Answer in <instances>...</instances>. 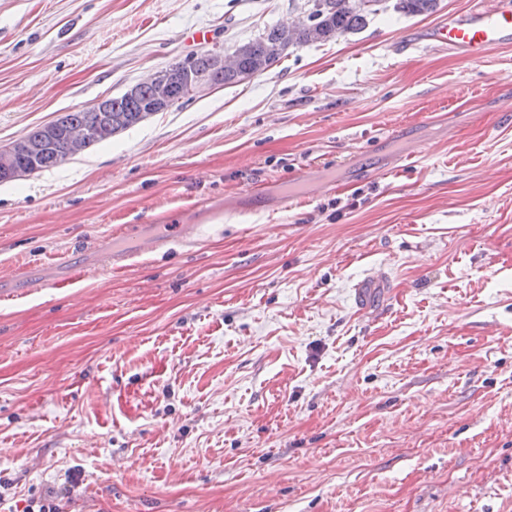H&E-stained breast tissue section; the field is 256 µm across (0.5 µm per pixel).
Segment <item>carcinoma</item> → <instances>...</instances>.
Returning <instances> with one entry per match:
<instances>
[{"label": "carcinoma", "mask_w": 512, "mask_h": 512, "mask_svg": "<svg viewBox=\"0 0 512 512\" xmlns=\"http://www.w3.org/2000/svg\"><path fill=\"white\" fill-rule=\"evenodd\" d=\"M381 0H307L304 16L288 31L279 25H269L254 40L238 46L233 54L238 61L233 68L214 70L206 56L189 54L169 65L179 73L190 67L208 74L221 87L240 83L239 74L244 71L261 73L278 62L286 52V46H304L324 43L366 26L368 16L378 11ZM439 0H397L395 9L409 15H430L437 10ZM152 91L142 85L136 94L112 98L110 112H66L49 128H36L27 134V143L39 147L34 154L19 152L14 156L16 168L37 167L42 172L56 167L71 152L70 135L80 128L93 133L83 142L85 151L109 140L115 133L130 128L150 116L146 112L152 106Z\"/></svg>", "instance_id": "cac0c4a2"}]
</instances>
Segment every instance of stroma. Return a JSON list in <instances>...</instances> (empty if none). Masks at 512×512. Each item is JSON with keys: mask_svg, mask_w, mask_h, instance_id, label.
Listing matches in <instances>:
<instances>
[{"mask_svg": "<svg viewBox=\"0 0 512 512\" xmlns=\"http://www.w3.org/2000/svg\"><path fill=\"white\" fill-rule=\"evenodd\" d=\"M302 3L0 0V147ZM501 3L386 9L0 183V267L39 278L0 284V512H512V45L422 38ZM309 169L336 189L226 204ZM180 240L177 239H168L161 238L146 242L144 244L139 245L136 249L126 251V252H117L113 251L110 246L107 245L105 241L101 242L100 248L106 250L110 256V265L113 269L121 268L124 266V263L136 256H139L143 253L157 251L160 248H165L170 244L179 243Z\"/></svg>", "mask_w": 512, "mask_h": 512, "instance_id": "obj_1", "label": "stroma"}]
</instances>
